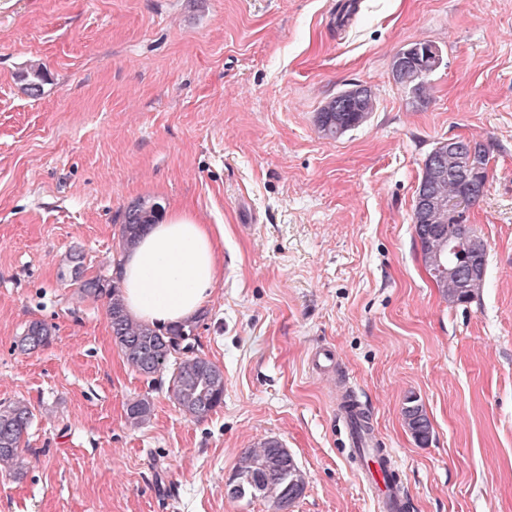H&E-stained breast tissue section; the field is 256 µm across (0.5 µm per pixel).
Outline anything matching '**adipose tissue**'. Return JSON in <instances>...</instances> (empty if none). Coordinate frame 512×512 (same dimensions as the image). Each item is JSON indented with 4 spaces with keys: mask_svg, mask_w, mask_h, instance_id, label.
<instances>
[{
    "mask_svg": "<svg viewBox=\"0 0 512 512\" xmlns=\"http://www.w3.org/2000/svg\"><path fill=\"white\" fill-rule=\"evenodd\" d=\"M223 269V238L191 210L176 208L127 251L118 275L129 313L165 327L196 316Z\"/></svg>",
    "mask_w": 512,
    "mask_h": 512,
    "instance_id": "1",
    "label": "adipose tissue"
}]
</instances>
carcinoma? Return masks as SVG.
Returning <instances> with one entry per match:
<instances>
[{
    "label": "carcinoma",
    "mask_w": 512,
    "mask_h": 512,
    "mask_svg": "<svg viewBox=\"0 0 512 512\" xmlns=\"http://www.w3.org/2000/svg\"><path fill=\"white\" fill-rule=\"evenodd\" d=\"M441 63V56L420 58L417 64L402 73L413 98L423 103L429 89V78ZM376 109L370 99L361 110L336 113V99H330L317 113L318 132L326 139H337L347 131L363 124ZM490 152L487 145L474 143L473 151H455L441 157L427 155L423 162L420 183L426 194L448 198L457 192L447 171L463 169L470 174L464 191L467 205H474L483 195L487 181L476 176L488 170ZM161 206L140 199L130 206L121 224V244L131 246L151 224L159 223ZM415 236L420 245L422 262L440 289L443 299L450 303H470L478 297L486 272V246L471 227L464 226L463 212L450 209L436 212L427 223L412 216ZM72 278L79 292L87 297L106 298L112 339L126 362L147 381L170 371L168 395L186 418L199 419L224 403V369L197 353L196 322L191 320L169 328H158L134 319L126 310L118 280L83 276L84 255L70 254ZM51 328L40 321L30 323L16 342V348L28 354L48 346ZM153 401L142 396L126 408V422L139 428L150 421ZM33 413L27 403H0V465L18 474L22 468L24 435ZM403 423L418 443L431 440L433 426L417 397H406L402 407ZM235 481L228 494L242 499L260 496L272 506L273 512H292L294 504L305 492L306 480L294 455L283 442L268 437L241 452L234 471Z\"/></svg>",
    "instance_id": "carcinoma-1"
}]
</instances>
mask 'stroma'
Returning <instances> with one entry per match:
<instances>
[{
  "mask_svg": "<svg viewBox=\"0 0 512 512\" xmlns=\"http://www.w3.org/2000/svg\"><path fill=\"white\" fill-rule=\"evenodd\" d=\"M0 0V401L28 403L21 475L0 512H271L231 498L240 453L275 437L306 490L293 512H373L313 372L331 348L392 448L412 512H512V0ZM442 51L426 104L395 84L404 46ZM42 68L39 91L20 75ZM367 86L371 117L336 140L316 114ZM490 149L465 218L487 248L473 302L445 301L414 240L422 165L440 141ZM224 227L198 352L224 403L184 417L112 341L106 299L137 200ZM49 346L19 353L26 327ZM416 395L428 444L405 428ZM150 396L151 420L126 422ZM52 338L51 328L40 321L31 322L16 342V348L24 354L47 347ZM154 411L153 401L149 396H142L130 402L126 408V422L139 428L150 421Z\"/></svg>",
  "mask_w": 512,
  "mask_h": 512,
  "instance_id": "obj_1",
  "label": "stroma"
}]
</instances>
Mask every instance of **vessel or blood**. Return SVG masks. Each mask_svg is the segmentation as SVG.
<instances>
[{
	"mask_svg": "<svg viewBox=\"0 0 512 512\" xmlns=\"http://www.w3.org/2000/svg\"><path fill=\"white\" fill-rule=\"evenodd\" d=\"M348 401L349 408L338 411L337 417L358 472L372 489L374 512H410L411 496L391 449L379 437L357 431L356 395H349Z\"/></svg>",
	"mask_w": 512,
	"mask_h": 512,
	"instance_id": "obj_1",
	"label": "vessel or blood"
}]
</instances>
